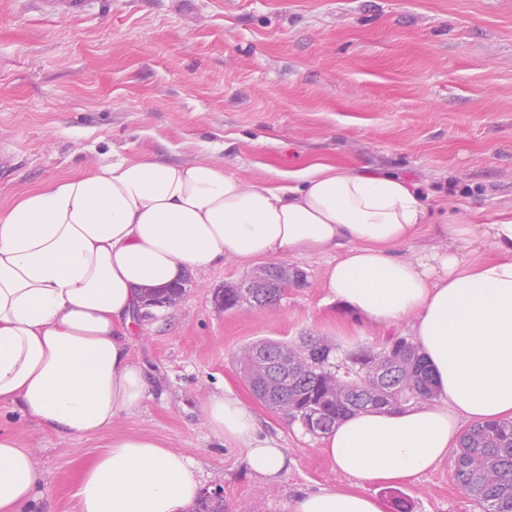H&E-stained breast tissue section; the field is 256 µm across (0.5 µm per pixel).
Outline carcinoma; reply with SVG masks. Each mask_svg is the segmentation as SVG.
<instances>
[{
    "label": "carcinoma",
    "mask_w": 512,
    "mask_h": 512,
    "mask_svg": "<svg viewBox=\"0 0 512 512\" xmlns=\"http://www.w3.org/2000/svg\"><path fill=\"white\" fill-rule=\"evenodd\" d=\"M281 269H270L267 287L239 292L252 307L277 304ZM266 351L263 362L254 351ZM239 363L246 382L272 397L271 410L317 436L343 417L369 408L428 401L434 380L416 344L406 337L336 354L320 339L258 341L244 347ZM456 479L483 512H512V421H487L467 429L454 453Z\"/></svg>",
    "instance_id": "cac0c4a2"
}]
</instances>
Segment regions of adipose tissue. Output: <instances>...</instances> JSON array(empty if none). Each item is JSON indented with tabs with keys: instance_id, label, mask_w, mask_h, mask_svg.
Masks as SVG:
<instances>
[{
	"instance_id": "obj_1",
	"label": "adipose tissue",
	"mask_w": 512,
	"mask_h": 512,
	"mask_svg": "<svg viewBox=\"0 0 512 512\" xmlns=\"http://www.w3.org/2000/svg\"><path fill=\"white\" fill-rule=\"evenodd\" d=\"M288 177L248 185L219 163L147 153L21 194L0 213V404L62 438L109 428L147 397L131 349L143 289L227 258L297 256L345 240L325 270L330 299L380 325L410 320L438 396L342 420L322 451L356 488L304 495L293 512H383L364 486L412 481L449 456L466 423L512 418V217L442 223L447 246L403 258L427 222L416 183L322 162ZM479 242L493 257L468 262ZM207 425L246 448L257 478L276 480L285 450L258 435L231 389L209 396ZM44 486L31 453L0 431V512H32ZM202 486L187 454L122 436L82 469L78 512H187Z\"/></svg>"
}]
</instances>
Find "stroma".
I'll return each mask as SVG.
<instances>
[{
	"label": "stroma",
	"instance_id": "35a3bbf8",
	"mask_svg": "<svg viewBox=\"0 0 512 512\" xmlns=\"http://www.w3.org/2000/svg\"><path fill=\"white\" fill-rule=\"evenodd\" d=\"M143 151L221 161L248 183L313 161L399 172L439 212L493 222L512 213V0H84L53 14L0 0V211L43 181ZM340 254L286 256L305 283L268 307L216 301L265 260L189 272L179 302L134 326L146 400L99 434L64 439L1 406L0 430L44 473L39 512H77L81 467L125 435L194 458L224 512H293L303 493L353 486L319 437L252 394L237 363L259 340L352 350L412 337L410 321L369 324L330 301L322 281ZM227 386L286 448L277 483L208 428L205 401ZM365 491L383 512L398 497L411 512H478L449 459Z\"/></svg>",
	"mask_w": 512,
	"mask_h": 512
}]
</instances>
